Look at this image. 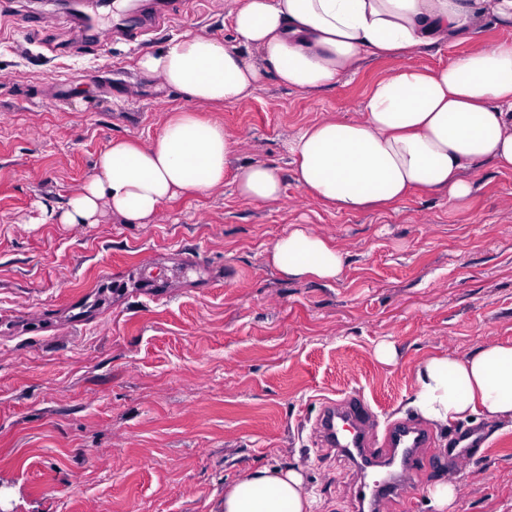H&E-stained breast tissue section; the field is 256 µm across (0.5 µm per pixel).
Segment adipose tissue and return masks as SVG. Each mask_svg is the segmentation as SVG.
<instances>
[{
  "label": "adipose tissue",
  "mask_w": 512,
  "mask_h": 512,
  "mask_svg": "<svg viewBox=\"0 0 512 512\" xmlns=\"http://www.w3.org/2000/svg\"><path fill=\"white\" fill-rule=\"evenodd\" d=\"M233 42L187 31L140 56L147 78L161 79L187 103L146 144L116 139L64 205L43 210V224H97L105 215L151 224L160 204L223 187L235 142L195 107L254 97L267 73L309 96L334 88L364 61L395 66L374 81L356 119L325 118L288 143L297 187L339 213L382 209L410 191L446 193L453 204L475 191L483 163L512 173V41L488 44L486 23L512 31V0H238ZM471 41L437 69L415 53ZM234 192L252 203L278 201L279 170L248 162ZM273 266L297 279L326 281L343 270L337 246L297 227L280 238ZM410 407L441 428L473 417L512 423V342H484L465 357L433 354L415 371ZM294 466L258 467L224 487L222 512H315Z\"/></svg>",
  "instance_id": "adipose-tissue-1"
}]
</instances>
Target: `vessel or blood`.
Here are the masks:
<instances>
[{
	"instance_id": "b4317fda",
	"label": "vessel or blood",
	"mask_w": 512,
	"mask_h": 512,
	"mask_svg": "<svg viewBox=\"0 0 512 512\" xmlns=\"http://www.w3.org/2000/svg\"><path fill=\"white\" fill-rule=\"evenodd\" d=\"M183 2L184 0H162L156 15L141 19L126 29V38L136 40L152 33L162 18L179 12ZM109 34V28L98 14L83 12L74 22L73 36L82 46L99 44ZM371 418L364 397L360 393L351 392L321 409L316 428L329 446L335 447L360 469L382 466L384 458L387 457L399 459L400 473L389 475L361 489L360 499L367 502L368 512H384L389 503L401 498L404 493L402 474H415L424 467L425 459L420 455L419 449L424 446L426 435L407 425L389 426L383 437L387 453L382 456L368 448L364 428Z\"/></svg>"
}]
</instances>
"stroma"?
Returning <instances> with one entry per match:
<instances>
[{
    "label": "stroma",
    "mask_w": 512,
    "mask_h": 512,
    "mask_svg": "<svg viewBox=\"0 0 512 512\" xmlns=\"http://www.w3.org/2000/svg\"><path fill=\"white\" fill-rule=\"evenodd\" d=\"M149 2L125 0L94 50L74 43L63 0H15L0 16V512H220L226 484L285 464L301 466L322 512H356L364 476L318 447L314 421L358 391L376 436L419 425L406 404L424 356L512 340V174L484 164L461 206L416 191L354 214L298 188L289 139L358 117L392 66L370 59L313 97L270 75L252 99L201 108L236 142L226 175L272 164L280 201H243L228 183L162 203L152 224L38 223L112 140L148 143L184 106L138 73L139 56L187 30L234 38V0H189L127 40L121 25ZM31 14L32 36L15 21ZM297 226L346 253L339 278L295 280L271 264ZM383 344L392 361L378 359ZM428 432L426 468L386 512H430L422 492L440 479L459 485L456 512H512V428L472 418ZM469 432L472 460H449Z\"/></svg>",
    "instance_id": "stroma-1"
}]
</instances>
